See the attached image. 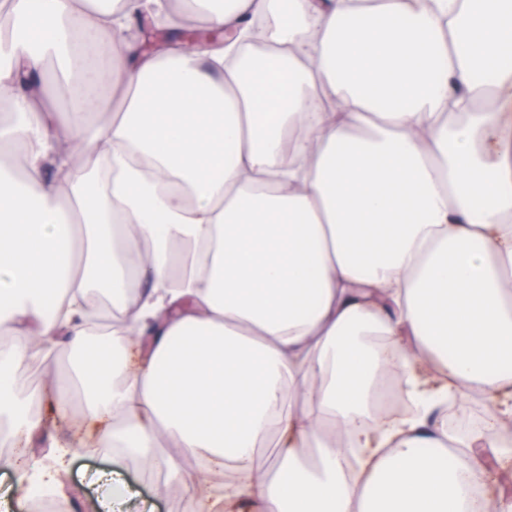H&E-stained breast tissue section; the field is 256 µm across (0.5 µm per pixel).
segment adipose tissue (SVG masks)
<instances>
[{
  "label": "adipose tissue",
  "mask_w": 512,
  "mask_h": 512,
  "mask_svg": "<svg viewBox=\"0 0 512 512\" xmlns=\"http://www.w3.org/2000/svg\"><path fill=\"white\" fill-rule=\"evenodd\" d=\"M145 8L0 0V423L39 429L38 360L85 446L203 461L205 512H467L512 457V0H188L232 40L153 52ZM387 374L412 415L374 416ZM472 396L486 431H450Z\"/></svg>",
  "instance_id": "adipose-tissue-1"
}]
</instances>
